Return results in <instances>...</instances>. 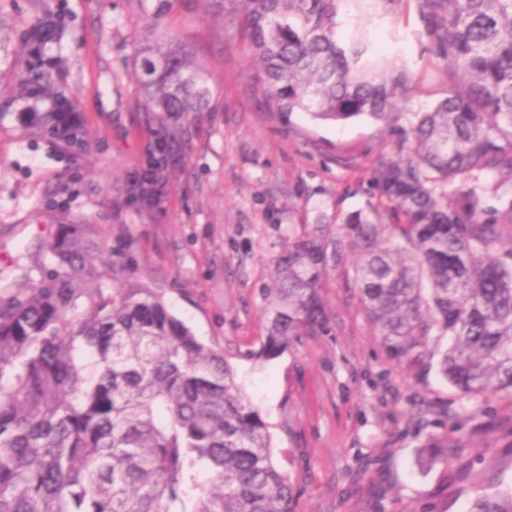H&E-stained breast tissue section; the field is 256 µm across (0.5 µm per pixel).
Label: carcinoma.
<instances>
[{"instance_id": "carcinoma-1", "label": "carcinoma", "mask_w": 512, "mask_h": 512, "mask_svg": "<svg viewBox=\"0 0 512 512\" xmlns=\"http://www.w3.org/2000/svg\"><path fill=\"white\" fill-rule=\"evenodd\" d=\"M212 4L260 62L267 111L392 127L415 77L377 34L398 43L395 26L415 14L440 89L380 162L377 202L342 225L354 282L395 356L446 336L439 372L462 397L512 396V250L490 253L512 224V0ZM139 57L151 111L173 127L202 111L208 88L186 46ZM383 210L398 223H381ZM97 250L88 225L59 224L46 256L0 285V512H293L267 424L224 354L128 266L99 271ZM334 264L316 233L289 242L253 358L327 328L320 289ZM437 463L448 440L430 434L418 464ZM470 512H512V492L482 494Z\"/></svg>"}]
</instances>
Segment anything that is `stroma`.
<instances>
[{"mask_svg":"<svg viewBox=\"0 0 512 512\" xmlns=\"http://www.w3.org/2000/svg\"><path fill=\"white\" fill-rule=\"evenodd\" d=\"M0 0V283L45 255L60 224H88L110 261L132 265L206 345L224 353L268 425L295 491L293 512H468L492 488L512 489V396L463 410L438 354L386 349L354 283L341 224L370 199L395 138L367 118L321 122L266 111L258 63L208 0ZM65 15L44 83L82 112L80 142H58L20 112L30 76L21 40L48 9ZM401 62L421 85L403 112L426 107L435 75L415 18L402 19ZM187 44L209 89L157 170L153 205L135 182L164 132L140 90L137 51L156 38ZM341 241L322 298L328 330L293 337L278 358H252L266 334V294L290 237ZM462 444L423 469L417 454L443 414Z\"/></svg>","mask_w":512,"mask_h":512,"instance_id":"obj_1","label":"stroma"}]
</instances>
